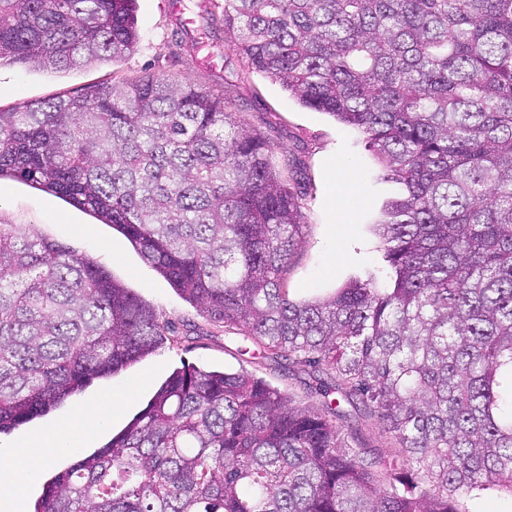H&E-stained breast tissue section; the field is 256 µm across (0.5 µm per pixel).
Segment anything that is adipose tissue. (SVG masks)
<instances>
[{
  "label": "adipose tissue",
  "mask_w": 512,
  "mask_h": 512,
  "mask_svg": "<svg viewBox=\"0 0 512 512\" xmlns=\"http://www.w3.org/2000/svg\"><path fill=\"white\" fill-rule=\"evenodd\" d=\"M111 416L112 404L105 397L84 408L79 417L60 421L20 444L0 448V512H24L27 486L58 455L96 434Z\"/></svg>",
  "instance_id": "obj_1"
}]
</instances>
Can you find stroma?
<instances>
[{
    "label": "stroma",
    "instance_id": "1",
    "mask_svg": "<svg viewBox=\"0 0 512 512\" xmlns=\"http://www.w3.org/2000/svg\"><path fill=\"white\" fill-rule=\"evenodd\" d=\"M139 46L117 63L50 73L33 67H0V109L75 93L91 84L154 74L224 97L246 129L264 136L269 162L303 203L301 243L283 274L291 297H326L352 280L386 287L389 266L376 235L386 203L403 187L387 178L361 133L333 117L304 108L281 85L248 66L224 40V0H138ZM0 225L56 242L89 259L173 323L178 342L146 356L111 378L95 381L47 415L0 434L15 445L89 401L109 394L121 402L109 425L81 448L104 447L147 404L175 369L252 373L301 405L320 400L313 378L295 366L262 357L249 337L225 333L179 295L119 231L61 199L13 179L0 180Z\"/></svg>",
    "mask_w": 512,
    "mask_h": 512
}]
</instances>
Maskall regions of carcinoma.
<instances>
[{
  "label": "carcinoma",
  "mask_w": 512,
  "mask_h": 512,
  "mask_svg": "<svg viewBox=\"0 0 512 512\" xmlns=\"http://www.w3.org/2000/svg\"><path fill=\"white\" fill-rule=\"evenodd\" d=\"M224 36L302 106L362 131L405 193L393 286L293 299L302 202L269 143L155 75L0 110V179L120 230L263 357L327 375L301 407L246 371L175 370L36 512H466L512 495V0H224ZM137 0H0V65L137 50ZM106 270L0 227V433L174 341ZM390 439L348 446L333 381ZM469 512H512V497L508 493L492 494L468 501Z\"/></svg>",
  "instance_id": "obj_1"
}]
</instances>
